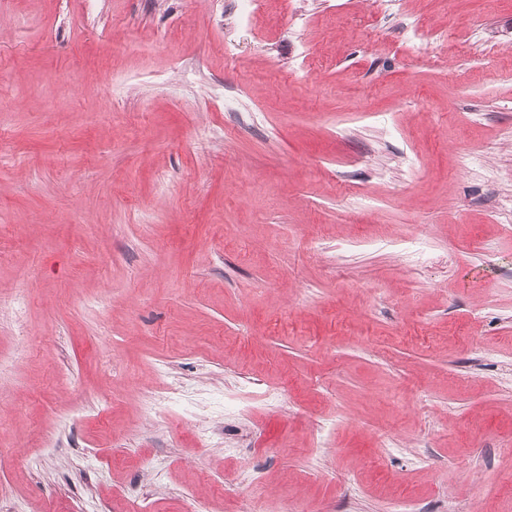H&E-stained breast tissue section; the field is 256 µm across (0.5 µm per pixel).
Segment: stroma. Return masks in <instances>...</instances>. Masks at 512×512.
<instances>
[{"label": "stroma", "mask_w": 512, "mask_h": 512, "mask_svg": "<svg viewBox=\"0 0 512 512\" xmlns=\"http://www.w3.org/2000/svg\"><path fill=\"white\" fill-rule=\"evenodd\" d=\"M133 499L512 512V0H0V512Z\"/></svg>", "instance_id": "35a3bbf8"}]
</instances>
